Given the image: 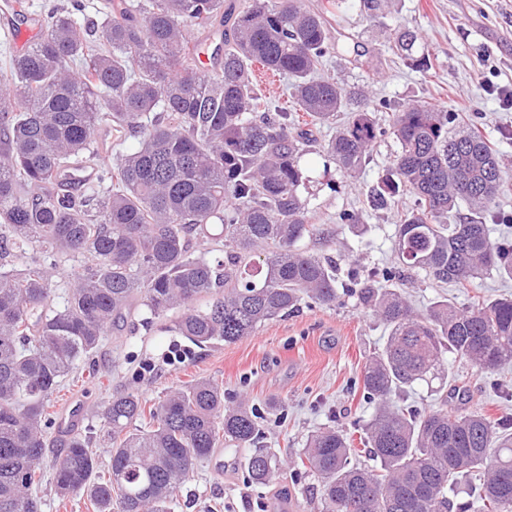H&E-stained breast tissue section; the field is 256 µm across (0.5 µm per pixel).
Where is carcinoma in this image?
<instances>
[{
  "label": "carcinoma",
  "mask_w": 512,
  "mask_h": 512,
  "mask_svg": "<svg viewBox=\"0 0 512 512\" xmlns=\"http://www.w3.org/2000/svg\"><path fill=\"white\" fill-rule=\"evenodd\" d=\"M217 17L224 55L207 74L188 31ZM331 49L323 17L301 0H249L240 11L224 0H110L98 20L72 0L5 60L0 512H40L32 490L49 448L47 403L134 305L151 320L183 309L172 331L202 347L252 336L305 298L340 302L332 261L301 247L316 235L334 240L336 229L310 223L298 193L314 127L365 100L358 87L314 76ZM255 61L288 76L294 111L257 91ZM457 120L432 104L392 113L399 152L371 204L415 197L395 233L404 268L463 288L491 273L512 280V239L492 241L483 219L501 189L498 157L480 131L451 132ZM104 124L116 144L136 133L138 145L98 175L106 195L74 193L69 178L96 165ZM379 135L374 113L352 110L325 150L352 177ZM462 203L470 216L458 220ZM212 241L224 260L209 257ZM62 260L76 265L57 306L47 265ZM356 294L388 330L362 371L377 407L361 442L375 466L351 464L350 440L336 428L312 434L301 464L322 483V512H512V420L457 414L442 394L456 387L450 355L485 376L512 362V295L467 306L440 297L418 314L395 288L364 282ZM434 380L441 406L398 404ZM104 417L108 479H92L97 461L80 435L51 459L55 492L85 495L97 512H169L196 461L222 443L249 450L252 483L279 477V460L260 447L259 416L224 404L210 380L150 408L128 390L105 402ZM139 419L146 429L133 427ZM469 479L473 495L458 498Z\"/></svg>",
  "instance_id": "1"
}]
</instances>
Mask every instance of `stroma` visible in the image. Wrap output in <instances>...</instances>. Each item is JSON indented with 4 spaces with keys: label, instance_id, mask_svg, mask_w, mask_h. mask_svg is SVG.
Returning <instances> with one entry per match:
<instances>
[{
    "label": "stroma",
    "instance_id": "stroma-1",
    "mask_svg": "<svg viewBox=\"0 0 512 512\" xmlns=\"http://www.w3.org/2000/svg\"><path fill=\"white\" fill-rule=\"evenodd\" d=\"M303 2L323 15L334 45L319 75L362 87L365 108L376 109L383 127L390 113L421 101L458 113L464 126H478L498 153L505 178L499 208L511 214L512 139L502 134L512 132V109H503L487 86L512 89V0H385L377 11L369 10L365 0H346L339 10L332 0ZM398 30L417 35L412 55L391 50L390 39ZM382 101L387 104L383 110L378 107ZM335 131L332 124L317 127L318 143L302 159L307 181L301 196L311 223L335 225L336 242L313 237L304 245L332 258L340 272L353 270L366 279L374 270L395 267L396 226L414 198L404 196L388 209L370 204L372 190L398 152L392 134L378 137L362 172L352 178L324 150ZM345 210L357 214L356 223H340ZM391 285L420 311L443 291L462 305L512 294V281L494 275L474 288L443 289L425 272L407 271ZM141 318L134 313L126 326L105 337L92 368L63 379L46 409L51 444L62 447L69 433L60 430L59 422L81 404L82 416L72 431L89 438L97 473L106 475L111 444L103 436L105 399L132 388L151 403L170 390L209 379L222 386L225 403L242 400L256 410L264 448L284 464L274 484L256 485L247 479L245 450L214 449L177 490L171 512H263L283 497L292 512H321V483L301 467L300 455L318 428L329 425L357 437L373 415L375 405L362 399L358 381L366 355L387 336L375 315L354 296L343 297L333 308L305 301L288 317L259 327L254 336L202 348L165 331L162 322L143 327ZM452 367L463 396L449 398V408L494 419L512 417V366L491 377L462 362Z\"/></svg>",
    "mask_w": 512,
    "mask_h": 512
}]
</instances>
